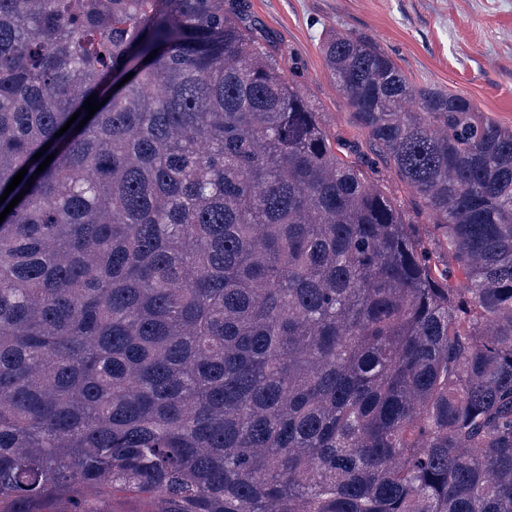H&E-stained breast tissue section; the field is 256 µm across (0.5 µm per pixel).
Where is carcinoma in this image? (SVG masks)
I'll return each mask as SVG.
<instances>
[{
    "label": "carcinoma",
    "instance_id": "carcinoma-1",
    "mask_svg": "<svg viewBox=\"0 0 512 512\" xmlns=\"http://www.w3.org/2000/svg\"><path fill=\"white\" fill-rule=\"evenodd\" d=\"M243 3L0 0V512H512V129L327 36L425 239ZM107 510L109 512H157L158 505L137 494H124L110 497Z\"/></svg>",
    "mask_w": 512,
    "mask_h": 512
}]
</instances>
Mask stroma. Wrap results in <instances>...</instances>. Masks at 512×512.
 Instances as JSON below:
<instances>
[{
    "instance_id": "1",
    "label": "stroma",
    "mask_w": 512,
    "mask_h": 512,
    "mask_svg": "<svg viewBox=\"0 0 512 512\" xmlns=\"http://www.w3.org/2000/svg\"><path fill=\"white\" fill-rule=\"evenodd\" d=\"M246 13L287 77L344 151L373 161L404 210L418 199L385 164L325 65L320 46L340 28L372 37L411 82L471 99L512 128V0H246Z\"/></svg>"
}]
</instances>
